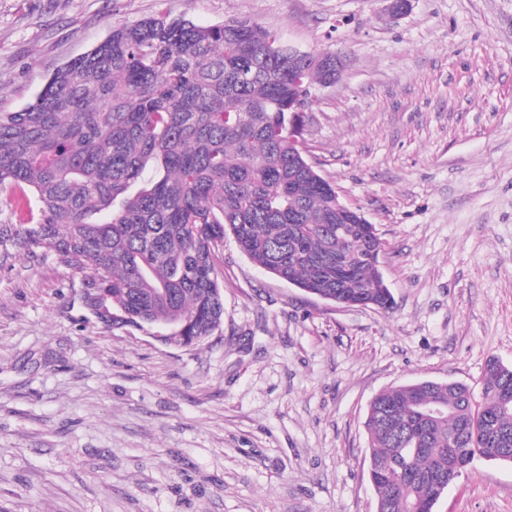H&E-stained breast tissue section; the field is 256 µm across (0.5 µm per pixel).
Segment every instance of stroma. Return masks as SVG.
<instances>
[{
    "mask_svg": "<svg viewBox=\"0 0 512 512\" xmlns=\"http://www.w3.org/2000/svg\"><path fill=\"white\" fill-rule=\"evenodd\" d=\"M0 0V112L112 29L234 18L344 58L302 139L383 249L390 310L340 307L226 237L224 322L192 347L88 319L56 259L0 266V512H376L367 406L512 365V0ZM434 512H512L473 462Z\"/></svg>",
    "mask_w": 512,
    "mask_h": 512,
    "instance_id": "35a3bbf8",
    "label": "stroma"
}]
</instances>
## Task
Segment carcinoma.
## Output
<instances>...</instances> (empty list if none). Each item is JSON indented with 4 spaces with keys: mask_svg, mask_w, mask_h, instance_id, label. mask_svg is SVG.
I'll return each instance as SVG.
<instances>
[{
    "mask_svg": "<svg viewBox=\"0 0 512 512\" xmlns=\"http://www.w3.org/2000/svg\"><path fill=\"white\" fill-rule=\"evenodd\" d=\"M332 76L247 21L160 14L112 30L0 112V189L28 215L0 224V264L55 257L90 314L119 304V329L206 338L224 321L216 258L230 234L308 293L389 310L380 238L288 147L294 104ZM365 428L377 512H433L449 470L478 454L512 463V367L488 361L478 399L453 381L384 390Z\"/></svg>",
    "mask_w": 512,
    "mask_h": 512,
    "instance_id": "carcinoma-1",
    "label": "carcinoma"
}]
</instances>
